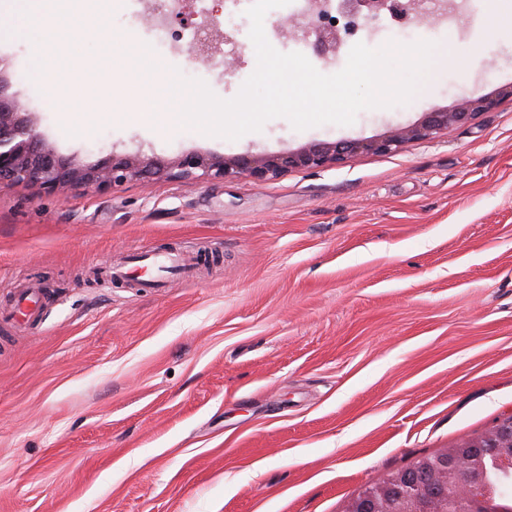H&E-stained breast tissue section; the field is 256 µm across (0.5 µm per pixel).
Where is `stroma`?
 <instances>
[{
  "mask_svg": "<svg viewBox=\"0 0 512 512\" xmlns=\"http://www.w3.org/2000/svg\"><path fill=\"white\" fill-rule=\"evenodd\" d=\"M206 16L239 66L158 52L163 71L235 97L257 61L250 22ZM432 26L384 17L348 46L435 43L441 65L404 105L353 124L284 118L230 141L113 112L139 86L81 42L69 79L91 116L65 120L30 86V45L0 47L36 133L93 162L140 152L231 156L374 138L512 83V0H448ZM270 44L321 73L312 39ZM474 56L475 67L461 57ZM157 248L219 253L163 288L93 271ZM38 284L36 320L13 314ZM512 414V102L389 154L258 182L169 180L59 195L0 187V512H343L366 487Z\"/></svg>",
  "mask_w": 512,
  "mask_h": 512,
  "instance_id": "35a3bbf8",
  "label": "stroma"
}]
</instances>
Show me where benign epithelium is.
<instances>
[{
    "instance_id": "benign-epithelium-1",
    "label": "benign epithelium",
    "mask_w": 512,
    "mask_h": 512,
    "mask_svg": "<svg viewBox=\"0 0 512 512\" xmlns=\"http://www.w3.org/2000/svg\"><path fill=\"white\" fill-rule=\"evenodd\" d=\"M185 0H173L167 11L151 10L148 22L156 17L173 20L194 30L192 53L209 58L219 51L216 34L207 24L192 21L183 11ZM419 0H338L336 13L344 18L360 17L364 22L376 20L384 12L399 19L412 18L424 24L437 20L424 15L418 8ZM313 10L305 17L289 16L280 21V30L296 37L309 26H314V50L319 55L336 53L343 45L341 27L332 23V16L320 7L319 0H311ZM10 81L0 72V185H31L46 192L65 190L108 189L131 182H149L161 179H230L241 176L258 182L277 178L289 170H313L338 164L358 154H387L405 145L434 138L456 126L465 125L482 112L498 107L502 100L512 101V85L502 87L491 95L463 99L451 107L423 114L413 124L391 128L372 139H341L305 145L297 150L276 154L244 153L231 157L193 153L172 158L146 156L141 153L109 154L94 163H85L76 155L64 156L38 137L34 132V118L10 93ZM512 444V417L499 421V427L468 444L475 457L463 462L469 478L458 481L448 478V470L439 472L444 487L422 481L419 476L435 468L438 459L424 460L408 473L394 476L390 482L375 491L361 493L351 500L346 512H399V504L415 503V512H432L434 504L443 506L437 512H512L508 503H494L478 493L486 463L495 458L498 449Z\"/></svg>"
}]
</instances>
